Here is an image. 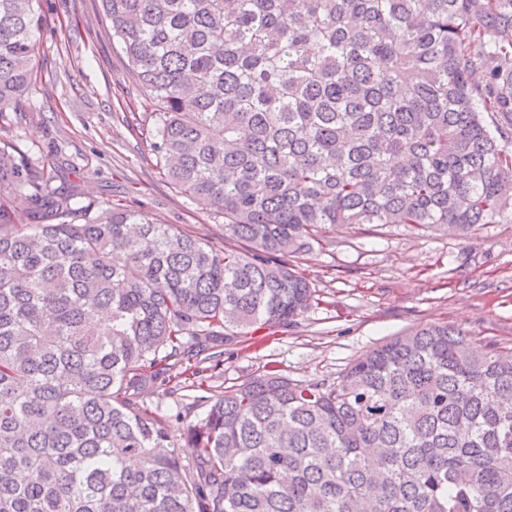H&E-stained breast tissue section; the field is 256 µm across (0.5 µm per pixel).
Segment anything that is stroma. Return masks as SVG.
<instances>
[{
  "label": "stroma",
  "mask_w": 512,
  "mask_h": 512,
  "mask_svg": "<svg viewBox=\"0 0 512 512\" xmlns=\"http://www.w3.org/2000/svg\"><path fill=\"white\" fill-rule=\"evenodd\" d=\"M37 79L0 120V141L52 168L54 184L81 202L121 205L202 241L224 242V219L164 177L146 137L145 92L108 31L100 0H40ZM314 300L288 325L249 329L224 347L212 383L231 387L272 364L295 382H333L389 338L430 324L469 333L475 347L512 349V224L467 236L443 227L345 224L296 255ZM194 392L150 398L173 438L205 407Z\"/></svg>",
  "instance_id": "obj_1"
}]
</instances>
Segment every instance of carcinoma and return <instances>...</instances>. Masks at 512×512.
Returning <instances> with one entry per match:
<instances>
[{"label": "carcinoma", "instance_id": "cac0c4a2", "mask_svg": "<svg viewBox=\"0 0 512 512\" xmlns=\"http://www.w3.org/2000/svg\"><path fill=\"white\" fill-rule=\"evenodd\" d=\"M206 244L88 203L0 145V512H512V351L429 325L333 383L206 397L183 462L148 405L288 324L338 224L512 223V0H101ZM40 0H0V118Z\"/></svg>", "mask_w": 512, "mask_h": 512}]
</instances>
